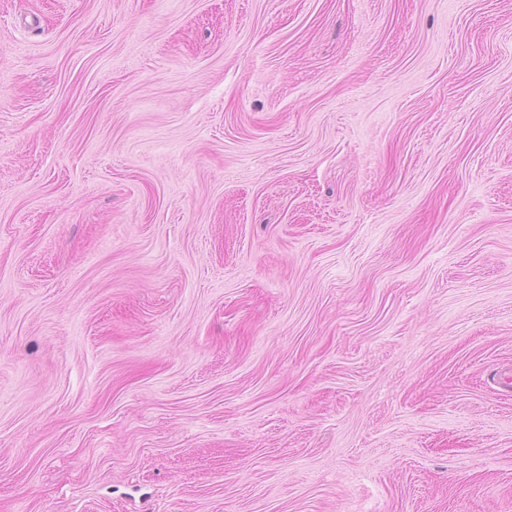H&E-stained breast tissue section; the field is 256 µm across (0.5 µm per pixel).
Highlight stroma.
<instances>
[{"instance_id": "obj_1", "label": "stroma", "mask_w": 512, "mask_h": 512, "mask_svg": "<svg viewBox=\"0 0 512 512\" xmlns=\"http://www.w3.org/2000/svg\"><path fill=\"white\" fill-rule=\"evenodd\" d=\"M0 512H512V0H0Z\"/></svg>"}]
</instances>
